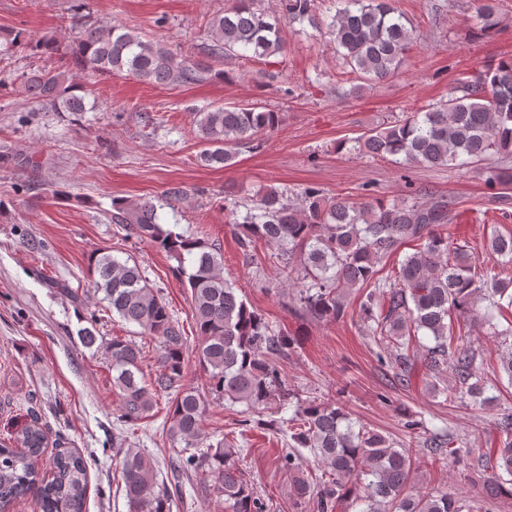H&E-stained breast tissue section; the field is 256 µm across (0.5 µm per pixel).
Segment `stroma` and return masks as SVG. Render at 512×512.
I'll return each instance as SVG.
<instances>
[{
  "mask_svg": "<svg viewBox=\"0 0 512 512\" xmlns=\"http://www.w3.org/2000/svg\"><path fill=\"white\" fill-rule=\"evenodd\" d=\"M77 0H0V44L16 32L37 38L53 33L69 39L77 30ZM232 0H90L99 25L122 24L196 55L209 38L212 17ZM414 44L403 69L368 86L349 72L328 37L315 30H282L283 53L212 63L227 79L168 87L129 77L80 74L98 111L79 115L44 112L14 93L22 73L63 65L61 56L27 49L0 53V440L38 417L48 446L37 462L49 475L52 457L78 449L88 464L86 512H128L120 486L122 446L144 449L157 461L158 475H171L174 446L168 434L169 396L158 393L150 417L133 426L117 421L118 398L108 369L112 337L131 339L144 355L143 371L154 378L160 350L138 326L128 325L101 303L88 272L90 255L112 248L132 255L158 289L184 336L185 385L206 390L208 376L197 364L190 297L174 274V260L149 244L127 237L111 221L112 200L161 196L178 184L188 199L160 209V221L202 236L220 247L224 276L239 297L262 313L275 330L296 343L277 358L286 388L295 400L346 405L354 418L397 441H407V418L425 429L447 430L487 452L502 438L497 422L512 413V387L497 384L489 369L492 402L480 408L448 404L429 390L425 369L409 386L387 384L379 349L361 321V293L347 298L343 318L320 322L300 316L296 293L283 283L271 249L258 245L260 265L246 263L229 225L226 201L250 203L257 191L314 185L352 201H392L424 192L450 201L447 229L453 243L468 246L477 263L512 280V263L491 255L497 234L512 235V188H488L481 170L407 168L388 159L336 152L338 141L398 119L423 105L446 99L459 80L486 65L512 57V0H497L501 24L485 36L474 19V0H397ZM290 96H283L282 88ZM259 102L280 114L274 132L240 150L227 167L198 161L196 111ZM68 192L53 199V189ZM79 293L62 296L60 284ZM93 327L97 341L84 347L78 337ZM276 410L245 412L242 404L210 401L202 429L207 443H237L238 464L260 491L267 512H313L295 497L291 478L278 458L289 450V431L270 427ZM411 486L445 491L468 503L486 492L482 470L471 457L442 459L413 448Z\"/></svg>",
  "mask_w": 512,
  "mask_h": 512,
  "instance_id": "obj_1",
  "label": "stroma"
}]
</instances>
